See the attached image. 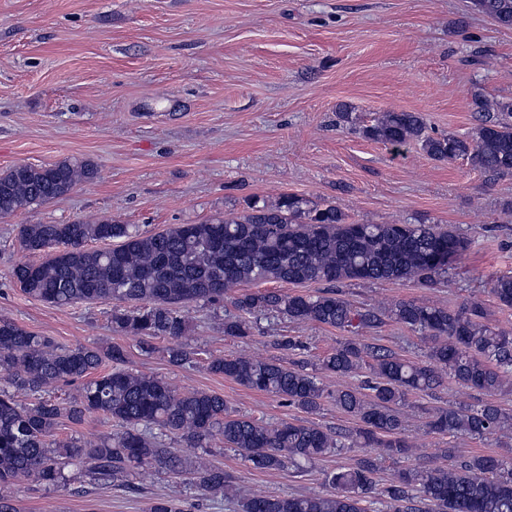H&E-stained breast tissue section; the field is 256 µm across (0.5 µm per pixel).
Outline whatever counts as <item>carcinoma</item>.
I'll list each match as a JSON object with an SVG mask.
<instances>
[{"instance_id": "carcinoma-1", "label": "carcinoma", "mask_w": 512, "mask_h": 512, "mask_svg": "<svg viewBox=\"0 0 512 512\" xmlns=\"http://www.w3.org/2000/svg\"><path fill=\"white\" fill-rule=\"evenodd\" d=\"M473 9L499 25L512 27V0H471ZM479 123L472 134H433L416 112H385L359 128L366 138L399 150L415 143L431 158L466 160L495 177L512 173V100L475 95ZM96 177L89 163L61 161L27 164L0 172V216L71 192ZM118 241L103 249L92 241ZM23 250L39 253L38 263L11 272L26 295L56 307L113 302L114 331L133 336L142 348L166 338L168 362L181 367L193 351L182 342L187 331L183 308L195 303L219 305L238 286L267 281L319 282L328 289L315 295L277 291L245 293L233 304L241 315L224 321V334L250 336L247 316L276 311L296 322H314L350 334L387 316L416 329L427 340L426 361L408 362L394 353L349 339L320 363L338 376L357 372L366 362L371 397L349 389L325 392L303 365L245 354L211 358L208 369L248 389L281 398L314 414L323 398L358 417L351 443L381 448L384 456L406 458L411 446L403 436L397 406L411 393L431 394L442 375L465 389L489 394L512 389V332L481 322L484 310L472 302L457 311L429 302L400 300L381 310L355 309L339 288L353 281H413L433 288L467 250L468 239L454 228L432 224H358L332 204L285 194L273 205L251 201L239 215L199 224H178L163 232L143 233L110 219L95 223L23 224ZM491 292L499 306L512 308V275L496 278ZM120 346H65L0 319V371L10 373L0 386V512H17L10 490L27 479L58 487L75 460L88 464L95 481L125 480L153 468L180 476L204 492H227L231 477L221 466L197 462L192 472L167 441L179 438L188 448H207L218 439L259 470L300 467L337 453L346 444L310 424L266 425L230 411L224 397L201 391L180 393L164 379L119 367ZM79 383L78 395L58 400L60 384ZM25 396L22 401L19 396ZM89 413L117 422L121 430L94 441H59L65 423L80 424ZM431 428L450 437L482 438L512 428V417L491 403L450 404L435 411ZM448 465L403 469L377 487V459L363 457L327 472L325 494H235L238 512H366L373 498L391 512H512V460L493 455ZM149 512H186L181 501L158 498Z\"/></svg>"}]
</instances>
